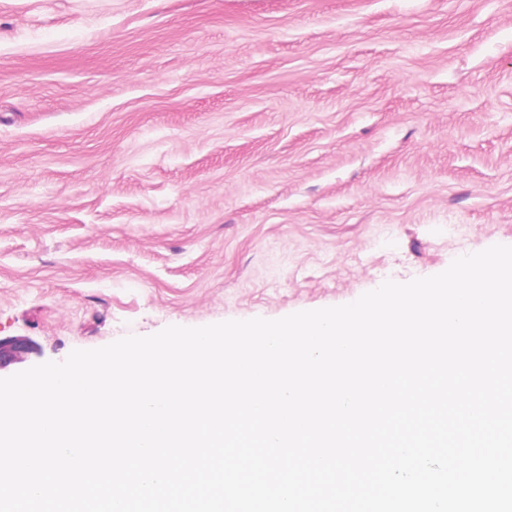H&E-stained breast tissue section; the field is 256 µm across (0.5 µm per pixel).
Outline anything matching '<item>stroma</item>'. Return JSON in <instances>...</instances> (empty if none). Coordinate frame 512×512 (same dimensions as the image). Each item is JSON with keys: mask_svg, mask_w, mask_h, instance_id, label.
I'll use <instances>...</instances> for the list:
<instances>
[{"mask_svg": "<svg viewBox=\"0 0 512 512\" xmlns=\"http://www.w3.org/2000/svg\"><path fill=\"white\" fill-rule=\"evenodd\" d=\"M512 246V0H0V378Z\"/></svg>", "mask_w": 512, "mask_h": 512, "instance_id": "1", "label": "stroma"}]
</instances>
